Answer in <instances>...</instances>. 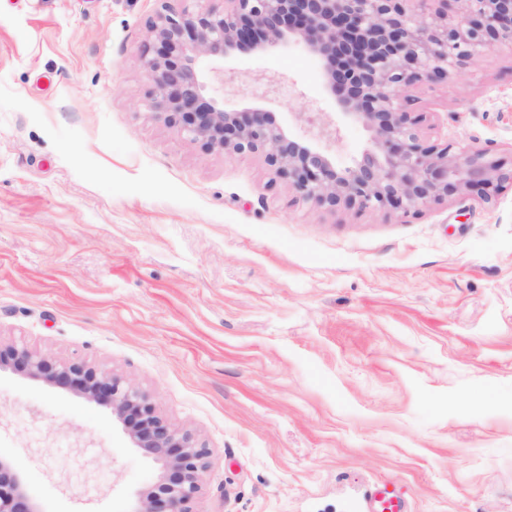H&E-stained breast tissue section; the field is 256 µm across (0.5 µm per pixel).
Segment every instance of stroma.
I'll return each instance as SVG.
<instances>
[{
    "mask_svg": "<svg viewBox=\"0 0 512 512\" xmlns=\"http://www.w3.org/2000/svg\"><path fill=\"white\" fill-rule=\"evenodd\" d=\"M162 0H0V345L150 395L207 447L191 512H512V187L406 215L302 200L263 155L205 150L145 107ZM228 110L370 134L299 45L240 55ZM409 107L423 139L512 160V51ZM0 457L42 512H131L156 463L110 409L0 371ZM365 508L366 512H405V504L383 486L373 490Z\"/></svg>",
    "mask_w": 512,
    "mask_h": 512,
    "instance_id": "obj_1",
    "label": "stroma"
}]
</instances>
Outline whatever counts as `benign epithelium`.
<instances>
[{
    "label": "benign epithelium",
    "mask_w": 512,
    "mask_h": 512,
    "mask_svg": "<svg viewBox=\"0 0 512 512\" xmlns=\"http://www.w3.org/2000/svg\"><path fill=\"white\" fill-rule=\"evenodd\" d=\"M224 0V10L156 14V55L145 60L153 84L148 108L208 151L260 153L304 200L330 210L404 215L455 194L482 202L512 185V169L486 152L428 143L425 116L406 108L409 92L454 81L478 54L512 49V0ZM302 44L323 63L326 87L343 115L363 123L371 145L348 167L311 141L294 137L261 108L226 110L207 94L198 61L261 54ZM68 389L111 409L134 447L159 465L157 481L133 512H191L201 492L208 449L173 428L150 396L112 371L81 362L52 364L25 345L0 349V370ZM0 512H42L22 477L0 458Z\"/></svg>",
    "instance_id": "1"
}]
</instances>
